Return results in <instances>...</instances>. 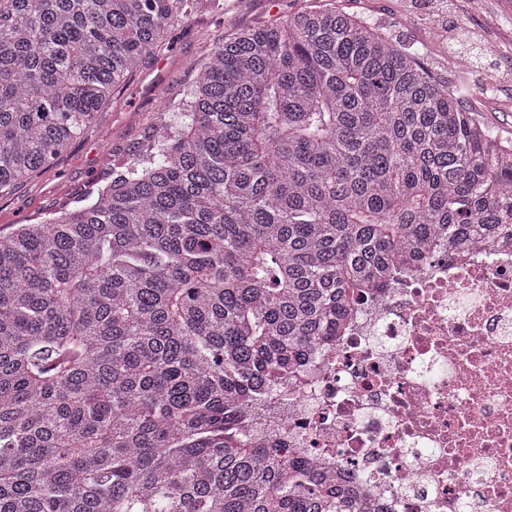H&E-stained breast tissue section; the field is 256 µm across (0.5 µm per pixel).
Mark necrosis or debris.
<instances>
[{
    "mask_svg": "<svg viewBox=\"0 0 512 512\" xmlns=\"http://www.w3.org/2000/svg\"><path fill=\"white\" fill-rule=\"evenodd\" d=\"M256 421L372 512H512V239L404 259Z\"/></svg>",
    "mask_w": 512,
    "mask_h": 512,
    "instance_id": "4bbe7bcc",
    "label": "necrosis or debris"
}]
</instances>
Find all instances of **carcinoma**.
<instances>
[{"label": "carcinoma", "instance_id": "1", "mask_svg": "<svg viewBox=\"0 0 512 512\" xmlns=\"http://www.w3.org/2000/svg\"><path fill=\"white\" fill-rule=\"evenodd\" d=\"M205 0H0V195ZM322 5L209 48L110 181L0 234V512H367L251 423L401 253L512 234V141Z\"/></svg>", "mask_w": 512, "mask_h": 512}]
</instances>
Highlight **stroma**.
Listing matches in <instances>:
<instances>
[{
  "mask_svg": "<svg viewBox=\"0 0 512 512\" xmlns=\"http://www.w3.org/2000/svg\"><path fill=\"white\" fill-rule=\"evenodd\" d=\"M311 0H210L172 29L166 45L115 94L95 126L48 170L0 197V233L66 207L107 175V156L131 154L158 121L164 103L192 82L207 47L241 29L285 19ZM337 8L376 23L394 41L419 49L435 79L468 90L463 101L500 136L512 140V0H336ZM496 44L492 57L505 72L491 81L483 67L451 63V40Z\"/></svg>",
  "mask_w": 512,
  "mask_h": 512,
  "instance_id": "stroma-1",
  "label": "stroma"
}]
</instances>
